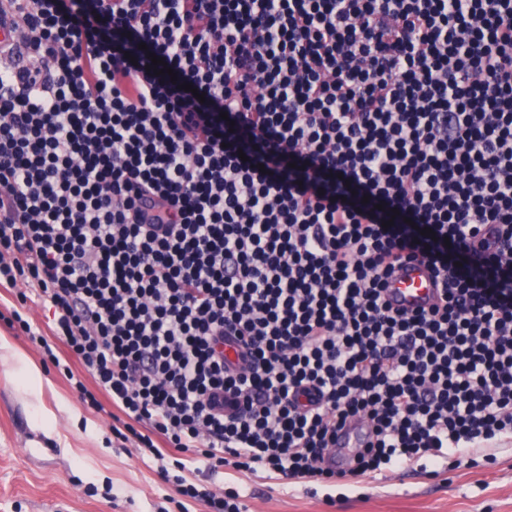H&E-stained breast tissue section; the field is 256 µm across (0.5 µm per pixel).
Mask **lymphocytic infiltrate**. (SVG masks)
<instances>
[{
  "label": "lymphocytic infiltrate",
  "instance_id": "lymphocytic-infiltrate-1",
  "mask_svg": "<svg viewBox=\"0 0 512 512\" xmlns=\"http://www.w3.org/2000/svg\"><path fill=\"white\" fill-rule=\"evenodd\" d=\"M8 4L0 284L56 345L12 321L180 497L244 512L193 479L225 467L330 486L355 419L360 482L512 438V0ZM408 260L429 310L384 300ZM439 289L438 280L426 264L406 261L394 267L384 295L393 309L412 313L434 304ZM25 288L21 283L17 284L14 288L0 286V314L3 313L5 316H10V312L13 309H18L25 314L34 328H40L45 334H49L46 329V323L52 316V311H49V307L34 297L30 291H27V295L32 297L33 301L28 300L27 304L21 307L17 295L20 291H26ZM367 425L362 421L347 424L336 434V444L328 450L325 459L340 468H346V462L353 455L354 448H362L367 434Z\"/></svg>",
  "mask_w": 512,
  "mask_h": 512
}]
</instances>
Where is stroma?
Segmentation results:
<instances>
[{"instance_id": "1", "label": "stroma", "mask_w": 512, "mask_h": 512, "mask_svg": "<svg viewBox=\"0 0 512 512\" xmlns=\"http://www.w3.org/2000/svg\"><path fill=\"white\" fill-rule=\"evenodd\" d=\"M18 293L0 286V336L42 369L30 384L17 360L0 356V512H205L196 501H169L158 461L113 435L112 407L85 408L65 377L42 365L39 345L5 325L16 308L40 329L51 316L40 300L19 304ZM201 484L237 488L248 512H512V442L490 462L426 461L332 488L229 468L202 475Z\"/></svg>"}]
</instances>
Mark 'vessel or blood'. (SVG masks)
<instances>
[{
  "instance_id": "b4317fda",
  "label": "vessel or blood",
  "mask_w": 512,
  "mask_h": 512,
  "mask_svg": "<svg viewBox=\"0 0 512 512\" xmlns=\"http://www.w3.org/2000/svg\"><path fill=\"white\" fill-rule=\"evenodd\" d=\"M440 293V284L426 264L406 261L394 267L388 280L385 299L392 308L412 313L429 308ZM367 425L361 421L347 424L336 434V443L325 455L333 465H345L353 449L362 447Z\"/></svg>"
}]
</instances>
